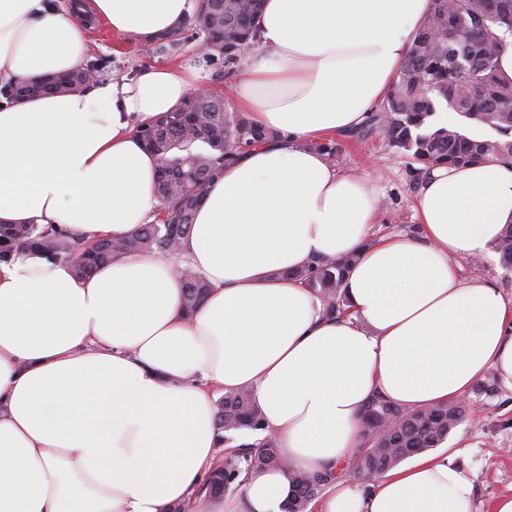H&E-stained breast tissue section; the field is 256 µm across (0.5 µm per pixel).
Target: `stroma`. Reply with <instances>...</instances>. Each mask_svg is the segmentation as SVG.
Returning <instances> with one entry per match:
<instances>
[{
  "label": "stroma",
  "instance_id": "35a3bbf8",
  "mask_svg": "<svg viewBox=\"0 0 512 512\" xmlns=\"http://www.w3.org/2000/svg\"><path fill=\"white\" fill-rule=\"evenodd\" d=\"M92 58L110 62V76L131 78L143 69L176 62L199 65L192 48L179 56H144L140 46L113 36L105 23L90 31ZM339 150L332 158L337 169L368 176L384 206L378 221L381 232L413 233L417 230L414 207L417 192L411 186L408 160L399 156L375 135L362 137L357 130L337 136ZM464 279L479 278L512 297V270L503 267L498 252L487 257L459 261ZM484 390H472L471 411L464 423L452 432L447 445L457 454L456 461L475 485V512H491L495 500L512 493V389L501 384L495 374H487Z\"/></svg>",
  "mask_w": 512,
  "mask_h": 512
}]
</instances>
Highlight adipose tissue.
I'll return each mask as SVG.
<instances>
[{
	"instance_id": "ef3b65f1",
	"label": "adipose tissue",
	"mask_w": 512,
	"mask_h": 512,
	"mask_svg": "<svg viewBox=\"0 0 512 512\" xmlns=\"http://www.w3.org/2000/svg\"><path fill=\"white\" fill-rule=\"evenodd\" d=\"M430 5L264 0L233 101L281 138L205 190L183 245L211 288L195 313L166 255L130 254L83 279L30 248L0 262V512H165L187 501L215 464L218 388L251 392L282 464L250 473L211 512H284L292 473L357 455L374 396L426 408L465 398L491 372L512 388V299L457 273L512 222V161L433 168L418 233L373 244L374 187L315 148L385 99ZM190 10V0H0V83L79 67L89 41L78 16L143 44ZM203 81L157 66L0 104V221L81 243L151 221L157 163L138 130ZM350 253V313L325 317L287 272ZM474 494L440 450L366 485L337 480L315 512H474Z\"/></svg>"
}]
</instances>
